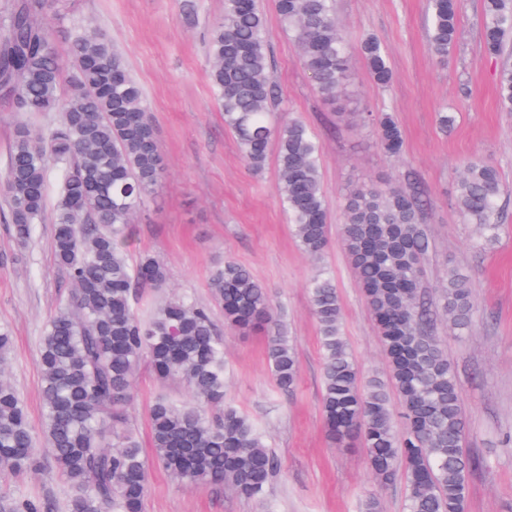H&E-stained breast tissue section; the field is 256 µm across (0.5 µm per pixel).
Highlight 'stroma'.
<instances>
[{"mask_svg": "<svg viewBox=\"0 0 512 512\" xmlns=\"http://www.w3.org/2000/svg\"><path fill=\"white\" fill-rule=\"evenodd\" d=\"M260 4L284 99L280 118L302 119L322 148L329 246L320 264L302 253L291 234L278 198L275 163L254 174L224 128L206 49L224 0H53L50 8L58 45H65L73 26L91 24L123 53L155 128L164 174L129 228L130 255L161 258L168 286L137 289L141 312L166 298H187L213 307L216 323H223L210 281L214 268L228 259L251 269L265 285L298 351L299 380L288 393L272 379L267 331L224 333L226 398L255 424L279 468L264 499L215 483L177 480L152 459L143 512H360L373 494L383 512H405L403 475L379 486L360 441L333 447L321 412L322 357L307 290L318 267H326L336 285L343 334L360 374L387 373L342 240L343 196L362 182L408 187L426 200L427 289L441 287L452 270L468 281L475 305L470 327L458 332L444 319L434 323L468 420L464 446L484 460L469 477L466 512H512V112L499 109V63L482 50L481 0H464L458 40L444 65L431 50L424 0H335L352 52H359L366 38H377L389 54L393 79L388 88H378L363 66H356L332 105L316 94L293 38L279 25L275 0ZM444 110L455 116L447 129L438 121ZM362 112L391 113L403 133L400 156L381 150L372 127L358 121ZM56 120L53 114L15 111L0 97V182L16 128L26 123L45 130ZM472 158L500 172V227L491 242L481 239L476 225L462 223L455 205L460 171ZM53 233L52 224L36 225L32 238L21 244L0 219V329L13 337L0 374L24 401L37 432L43 422L39 344L72 287L54 263ZM160 397L180 405L190 394L180 382L161 383L148 364H141L128 414L146 449L151 446L148 411ZM39 457L32 471L0 476V492L41 499L51 512H68L69 482L47 450Z\"/></svg>", "mask_w": 512, "mask_h": 512, "instance_id": "obj_1", "label": "stroma"}]
</instances>
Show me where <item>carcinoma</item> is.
Here are the masks:
<instances>
[{
    "label": "carcinoma",
    "instance_id": "cac0c4a2",
    "mask_svg": "<svg viewBox=\"0 0 512 512\" xmlns=\"http://www.w3.org/2000/svg\"><path fill=\"white\" fill-rule=\"evenodd\" d=\"M459 0H427L432 51L448 60L457 38ZM281 26L293 36L299 61L323 101L336 103L353 61L334 0H275ZM49 0H8L0 18V93L17 111L59 115L48 134L20 126L7 159L3 218L26 242L34 225L54 224L55 265L73 288L50 317L39 349L43 433L57 469L73 488L69 512H142L147 462L128 429L126 404L141 359L162 381L179 379L191 402L156 401L150 410L155 459L188 482L225 484L262 498L277 473L262 436L225 402L224 336L210 308L181 298L160 302L149 319L134 303L138 287L167 285L165 264L128 254L129 226L164 167L141 88L123 55L95 26L72 29L65 49L53 38ZM482 47L501 61L498 96L512 112V0H482ZM210 80L224 127L255 173L264 171L277 142L278 194L299 248L326 250L328 208L320 147L303 121L280 123L267 20L259 0H224V14L207 40ZM373 82L390 85L389 56L375 38L360 47ZM375 125L378 144L400 155L401 129L389 114L360 116ZM61 190L47 209L50 164ZM501 189L496 168L464 163L456 206L491 241L498 229ZM421 200L402 187L360 185L345 194L343 239L352 269L385 351L389 383L365 382L342 335V307L333 280L319 271L309 282L323 359L322 414L336 443L360 439L377 481L393 470L406 479L407 512H466L468 475L481 460L466 452V414L456 375L434 335L442 316L467 329L475 312L465 277L452 271L437 297L424 290L428 236ZM224 325L242 332L265 328L276 386L298 381L296 349L279 323L268 290L231 260L211 277ZM401 407L397 427L390 392ZM39 455L27 410L0 379V473L35 469ZM42 503L0 496V512H45Z\"/></svg>",
    "mask_w": 512,
    "mask_h": 512
}]
</instances>
